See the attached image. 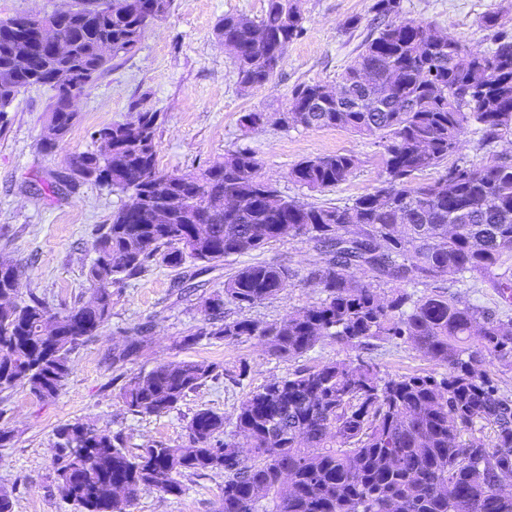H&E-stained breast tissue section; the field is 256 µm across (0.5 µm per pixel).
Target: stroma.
I'll return each mask as SVG.
<instances>
[{"instance_id":"1","label":"stroma","mask_w":512,"mask_h":512,"mask_svg":"<svg viewBox=\"0 0 512 512\" xmlns=\"http://www.w3.org/2000/svg\"><path fill=\"white\" fill-rule=\"evenodd\" d=\"M375 2L296 0L305 18L303 34L289 45L268 84L245 90L214 29L227 14L261 17L266 0H174L170 13L148 28L139 49L111 60L90 91L78 97L74 125L49 154L40 153L37 145L50 119L52 92L40 87L21 94L0 133V259L17 264L23 289L42 296L52 310L63 311L88 295L84 271L93 257L92 243L124 198L91 184L53 192L48 185L70 159L92 149L93 130L132 120L129 106L135 101L141 109L165 115L157 134L161 171L194 174L229 151L248 148L261 161V178L284 196L344 206L372 192L386 176L381 139L361 138L341 127H288L281 113L297 84L335 85L374 32ZM488 14L497 15L512 32V0H401L397 18L429 22L483 52L491 46L480 26ZM253 111L264 112L266 120L244 129L240 118ZM338 153L354 155L355 167L335 188L312 191L290 179L300 160ZM323 259L314 243L294 239L177 271L153 264L115 286L111 317L73 352L71 374L55 399L39 400L23 384L0 393V426L14 434L10 445L0 447V486L15 487L14 512H74L60 496L54 472L55 431L66 423L123 432L132 448L184 444L186 426L197 410L209 408L233 420L246 392L288 376L300 364L315 367L360 357L390 374L444 373V366L401 339L360 351L326 339L298 362L269 355L254 338L229 346L205 337L183 343V336L206 325L203 298L222 288L231 273L256 262L287 266L294 277L276 299L243 310L226 306L228 317L272 323L318 304L324 294L308 275ZM133 326L142 327L148 345L131 364L113 368L112 350L123 330ZM172 360L213 362L241 378L236 383L223 375L210 380L160 416L129 413L118 398L126 376ZM185 484L187 491L178 498L141 489L133 512H216L223 474L190 477Z\"/></svg>"}]
</instances>
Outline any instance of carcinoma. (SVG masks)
<instances>
[{"label": "carcinoma", "mask_w": 512, "mask_h": 512, "mask_svg": "<svg viewBox=\"0 0 512 512\" xmlns=\"http://www.w3.org/2000/svg\"><path fill=\"white\" fill-rule=\"evenodd\" d=\"M171 2L85 0L69 16L47 14L42 21L68 46L62 55L42 44L40 24L20 15L0 19V71L12 74L10 90L0 94V123L22 91L43 86L53 92L49 129L68 133L77 113L63 102L61 74L69 75L67 92L82 94L110 60L138 50L148 18L167 13ZM399 7L400 0H377L376 36L336 81L345 101L320 103V83L305 82L284 110L289 127L339 126L384 140L387 178L350 205L284 197L260 179V161L247 149L195 177L165 173L157 166V112L92 132L101 149L81 153L75 163L87 175L64 185L107 187L140 199L143 213L124 205L100 227L85 269L90 296L63 314L36 292L21 293L18 266L0 261V391L24 383L41 400L56 398L71 354L109 320L112 286L150 264L178 270L296 238L323 249L326 259L310 278L325 299L280 322L230 319L226 306L261 304L292 277L280 264L248 265L202 301L210 328L182 343L253 337L270 355L297 360L328 337L350 348L404 338L446 372L383 374L362 359L300 366L245 393L229 432L224 415L198 410L186 448L155 443L134 451L121 432L64 424L56 429V482L75 512H132L141 489L179 498L186 478L210 472L224 474L218 512H512V492L493 489L496 478L512 476V394L500 391L489 370L493 360L512 367V319L453 293L415 299L401 288L387 297L377 291L389 281L458 283L512 260L511 161L459 159L438 179L418 181L458 153L473 125L487 152L512 135V35L487 15L481 27L494 48L477 52L422 20L387 21ZM215 31L230 47L241 88L254 89L271 81L302 35L304 17L293 0H267L260 20L226 14ZM100 42L112 44L111 56L96 54ZM367 70L377 83L364 89L359 79ZM354 166L350 154L317 156L289 176L323 191ZM226 194L239 197L236 211H224ZM165 200V223H148ZM355 269L369 280L355 279ZM146 342L141 328L130 329L112 364L133 361ZM219 369L166 362L128 376L119 399L134 415L159 416L218 378Z\"/></svg>", "instance_id": "carcinoma-1"}]
</instances>
